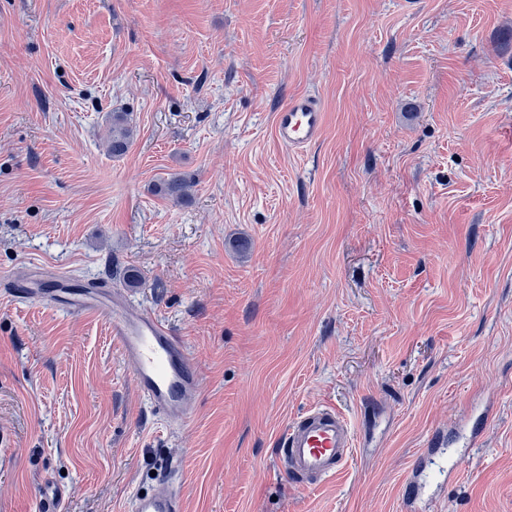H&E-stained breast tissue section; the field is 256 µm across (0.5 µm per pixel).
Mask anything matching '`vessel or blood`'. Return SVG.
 <instances>
[{"instance_id": "b4317fda", "label": "vessel or blood", "mask_w": 512, "mask_h": 512, "mask_svg": "<svg viewBox=\"0 0 512 512\" xmlns=\"http://www.w3.org/2000/svg\"><path fill=\"white\" fill-rule=\"evenodd\" d=\"M325 112L316 96L303 93L291 97L274 116V135L281 146L303 150L322 136ZM40 276H4L0 287L9 296L28 302H50L66 312L103 317L112 340L134 366V382L146 404L165 420L183 424L191 415L199 391L196 364L185 344L165 322L131 306L122 295L92 284L74 286L58 275L56 286L45 290ZM444 435L433 437L415 462L406 485L405 504H413L423 490L420 476L426 463L439 454ZM355 432L350 421L336 408L318 406L287 424L282 432V469L300 487H316L340 474L352 456ZM130 512H184L178 484L149 494L133 496Z\"/></svg>"}]
</instances>
